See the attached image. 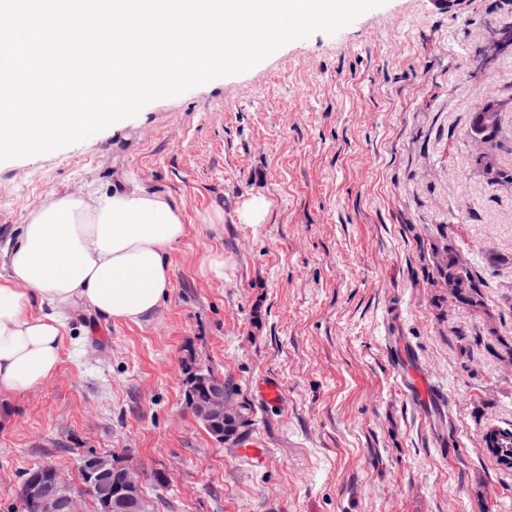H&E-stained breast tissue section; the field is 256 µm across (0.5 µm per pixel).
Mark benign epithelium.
<instances>
[{
	"label": "benign epithelium",
	"instance_id": "7a95c632",
	"mask_svg": "<svg viewBox=\"0 0 512 512\" xmlns=\"http://www.w3.org/2000/svg\"><path fill=\"white\" fill-rule=\"evenodd\" d=\"M203 394L200 405L204 416L224 414V391L196 382ZM80 475L96 491V512H136L144 498L143 478L138 470L118 462L111 455L83 454L78 458ZM71 482L55 467L45 465L30 473L16 490L20 505L31 504L37 512H73L75 499L67 493Z\"/></svg>",
	"mask_w": 512,
	"mask_h": 512
}]
</instances>
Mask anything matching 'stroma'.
<instances>
[{"instance_id":"35a3bbf8","label":"stroma","mask_w":512,"mask_h":512,"mask_svg":"<svg viewBox=\"0 0 512 512\" xmlns=\"http://www.w3.org/2000/svg\"><path fill=\"white\" fill-rule=\"evenodd\" d=\"M506 27L512 0H385L119 130L0 162L1 245L53 193L129 176L188 226L155 312L74 311L58 371L0 399V512L33 466L79 483L89 451L136 468L151 512H512V469L482 444L512 427V187L490 183L469 136L481 92L512 165ZM254 196L268 215L241 223ZM445 238L480 275L482 310L433 286ZM207 253L223 279L201 272ZM398 342L445 406L405 397ZM207 369L262 465L192 412ZM270 377L275 406L257 392Z\"/></svg>"}]
</instances>
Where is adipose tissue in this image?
Returning <instances> with one entry per match:
<instances>
[{
	"instance_id": "adipose-tissue-1",
	"label": "adipose tissue",
	"mask_w": 512,
	"mask_h": 512,
	"mask_svg": "<svg viewBox=\"0 0 512 512\" xmlns=\"http://www.w3.org/2000/svg\"><path fill=\"white\" fill-rule=\"evenodd\" d=\"M187 231L167 195L133 179L61 191L33 208L0 250V397L57 371L76 307L114 321L152 314L171 286L168 256Z\"/></svg>"
}]
</instances>
